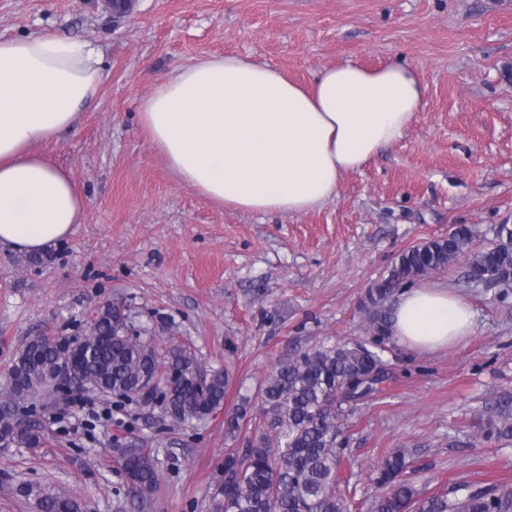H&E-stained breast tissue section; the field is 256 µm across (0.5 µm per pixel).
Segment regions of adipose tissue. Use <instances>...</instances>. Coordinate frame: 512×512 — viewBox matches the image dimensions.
I'll return each instance as SVG.
<instances>
[{
	"label": "adipose tissue",
	"instance_id": "obj_1",
	"mask_svg": "<svg viewBox=\"0 0 512 512\" xmlns=\"http://www.w3.org/2000/svg\"><path fill=\"white\" fill-rule=\"evenodd\" d=\"M101 81L92 43L0 40V244L35 254L82 223L84 198L39 147L73 128ZM424 93L395 60L341 62L305 87L252 58L209 55L176 66L142 100L139 120L169 171L201 197L289 216L336 197L344 174L402 138ZM472 328L469 302L448 288L422 284L394 298L392 333L412 349L448 347Z\"/></svg>",
	"mask_w": 512,
	"mask_h": 512
}]
</instances>
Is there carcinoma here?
<instances>
[{
    "mask_svg": "<svg viewBox=\"0 0 512 512\" xmlns=\"http://www.w3.org/2000/svg\"><path fill=\"white\" fill-rule=\"evenodd\" d=\"M488 246L471 251L477 231L454 225L448 236L418 243L403 251L387 275L369 289L363 308L366 336L359 340L319 343L288 356L272 368L255 399L224 419L226 435L237 440L249 432L246 448H227L214 477L212 512H351V501L340 476V422L353 403L373 395L389 378L382 353L390 340L389 304L403 288L426 274L465 259V287L497 288L505 299L512 290V225L489 229ZM84 356L79 383L112 393L127 402L147 399L138 391L144 376L157 379L155 395L172 420L184 424L204 419L224 406L229 368L200 370L192 351L176 346L155 351L134 329L126 308L102 305L87 336H79ZM64 337L33 336L12 359L0 389V438L18 448L44 443L40 427L14 432L15 415L30 414L49 396L59 400L51 379ZM202 371L199 382L189 374ZM484 437L512 441V413L490 417ZM128 492L144 499L156 487L159 474L143 448L121 447ZM407 462L397 451L385 455L376 468L380 493L370 512H512V487L470 481L455 483L448 492L426 494L405 477ZM17 495L34 500L37 512H88L78 496L21 484Z\"/></svg>",
    "mask_w": 512,
    "mask_h": 512,
    "instance_id": "1",
    "label": "carcinoma"
}]
</instances>
